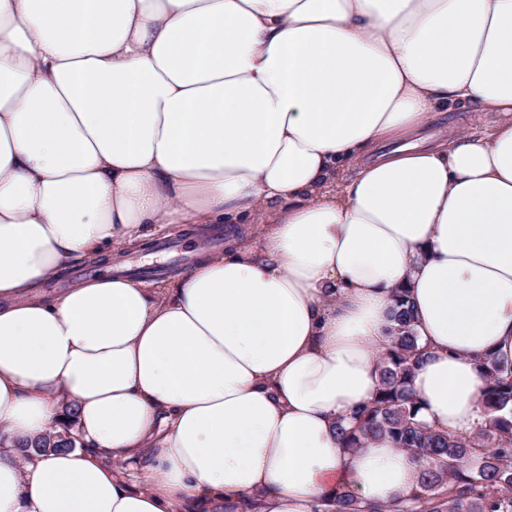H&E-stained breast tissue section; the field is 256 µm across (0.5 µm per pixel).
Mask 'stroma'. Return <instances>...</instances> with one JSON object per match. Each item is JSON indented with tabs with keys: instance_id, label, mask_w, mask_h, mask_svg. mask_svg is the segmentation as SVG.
<instances>
[{
	"instance_id": "stroma-1",
	"label": "stroma",
	"mask_w": 512,
	"mask_h": 512,
	"mask_svg": "<svg viewBox=\"0 0 512 512\" xmlns=\"http://www.w3.org/2000/svg\"><path fill=\"white\" fill-rule=\"evenodd\" d=\"M254 239L253 227L249 224L163 226L136 244L118 247L103 261L71 264L61 275L47 282L45 292L52 296L81 281L130 267L137 269L136 279L146 287L156 284L171 287L194 265L198 251L220 253L231 241Z\"/></svg>"
}]
</instances>
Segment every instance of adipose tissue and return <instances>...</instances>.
I'll use <instances>...</instances> for the list:
<instances>
[{
  "mask_svg": "<svg viewBox=\"0 0 512 512\" xmlns=\"http://www.w3.org/2000/svg\"><path fill=\"white\" fill-rule=\"evenodd\" d=\"M461 106L489 131H430ZM221 222L259 238L175 286L43 292ZM399 288L420 419L474 432L482 362L512 372V0H0V512L406 498L408 453L335 430ZM68 409L76 447L22 457Z\"/></svg>",
  "mask_w": 512,
  "mask_h": 512,
  "instance_id": "adipose-tissue-1",
  "label": "adipose tissue"
}]
</instances>
